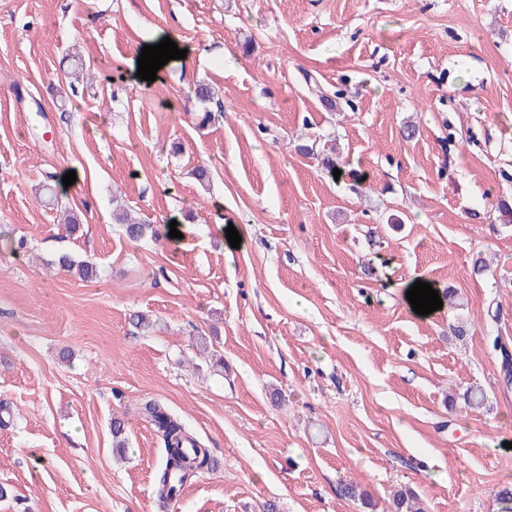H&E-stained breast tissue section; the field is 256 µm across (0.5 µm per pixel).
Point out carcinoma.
<instances>
[{
  "instance_id": "1",
  "label": "carcinoma",
  "mask_w": 512,
  "mask_h": 512,
  "mask_svg": "<svg viewBox=\"0 0 512 512\" xmlns=\"http://www.w3.org/2000/svg\"><path fill=\"white\" fill-rule=\"evenodd\" d=\"M123 225L127 238L133 242L148 234L157 235L151 224H141L124 214L116 216ZM55 264L64 272L71 273L83 280L97 276L96 266L87 260H77L69 254L58 256ZM137 414L150 423L158 433L165 448V460L158 475V496L166 503L176 501V497L187 481L197 473L204 471L210 464V451L194 440L184 424L170 414L156 401H146L137 407ZM126 425L119 416L112 419L113 447L125 449ZM414 494L400 490L392 497L393 512H414L412 504Z\"/></svg>"
}]
</instances>
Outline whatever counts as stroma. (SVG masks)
<instances>
[{"instance_id":"1","label":"stroma","mask_w":512,"mask_h":512,"mask_svg":"<svg viewBox=\"0 0 512 512\" xmlns=\"http://www.w3.org/2000/svg\"><path fill=\"white\" fill-rule=\"evenodd\" d=\"M159 30L190 55L140 80ZM79 60L95 77L75 76ZM200 84L215 92L203 107ZM69 169L83 181L39 200ZM501 200L512 0H0V512H163L147 400L213 458L178 512H362L348 482L377 512L401 489L422 512H502ZM117 206L157 237L129 241ZM64 252L96 278L59 270ZM420 278L457 304L415 314L404 288ZM138 311L152 330L130 326ZM469 387L481 405H464Z\"/></svg>"}]
</instances>
